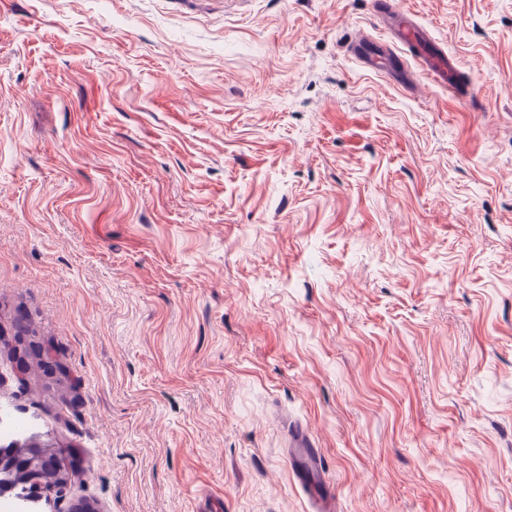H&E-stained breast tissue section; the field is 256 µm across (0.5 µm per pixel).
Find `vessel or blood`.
<instances>
[{"instance_id": "1", "label": "vessel or blood", "mask_w": 512, "mask_h": 512, "mask_svg": "<svg viewBox=\"0 0 512 512\" xmlns=\"http://www.w3.org/2000/svg\"><path fill=\"white\" fill-rule=\"evenodd\" d=\"M377 16L388 32L387 37L349 34L342 42L345 55L362 70L385 75L394 85L410 93L428 82L459 88L461 94L467 96L476 94L475 85H460L454 59L436 43L412 12L397 10L390 0H383ZM402 47L410 51L412 62H405L399 55ZM288 441L291 466L313 512H334L333 494L321 454L308 433L302 427H290Z\"/></svg>"}]
</instances>
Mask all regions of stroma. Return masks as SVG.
Here are the masks:
<instances>
[{
  "mask_svg": "<svg viewBox=\"0 0 512 512\" xmlns=\"http://www.w3.org/2000/svg\"><path fill=\"white\" fill-rule=\"evenodd\" d=\"M0 0V407L46 512H512V0ZM389 2L381 3L377 16L390 40L347 34L342 42L345 55L365 72L384 74L394 85L410 93L426 84L457 88L460 82L454 59L412 12L397 10ZM399 46L410 51L416 62L415 70L398 54ZM291 466L314 512L335 511L333 494L319 450L300 426L288 428Z\"/></svg>",
  "mask_w": 512,
  "mask_h": 512,
  "instance_id": "1",
  "label": "stroma"
}]
</instances>
